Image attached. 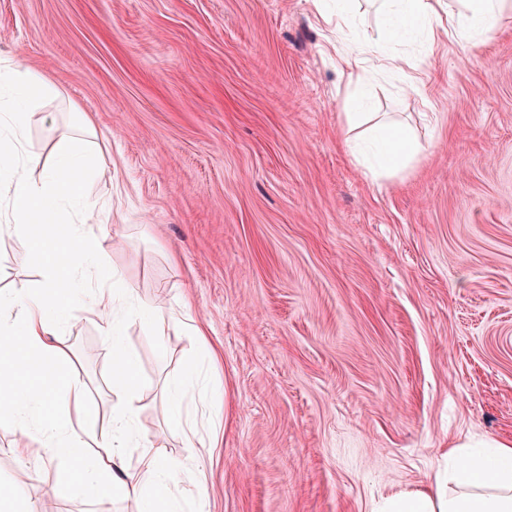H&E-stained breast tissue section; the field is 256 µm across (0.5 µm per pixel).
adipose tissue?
Returning <instances> with one entry per match:
<instances>
[{
  "mask_svg": "<svg viewBox=\"0 0 512 512\" xmlns=\"http://www.w3.org/2000/svg\"><path fill=\"white\" fill-rule=\"evenodd\" d=\"M381 10L388 20L398 15L419 20L432 45L444 36L474 45L512 24V0H465L460 10L448 0H382ZM394 35L393 28H385L342 57L348 85L362 87L375 75L398 70V59L388 49ZM47 88L46 79L22 60L0 67V185L6 190L0 200L6 208L0 236L25 239L46 260L44 280L36 289L0 293V417L10 418L44 459L68 464L74 495L102 502L121 497L133 501L136 512H182L169 495L173 465L154 461L147 489L124 468V451L137 442L134 401L140 388L115 305L124 302L148 322L154 309L122 298L109 286L101 287L91 304L75 288L76 274L102 258L96 239L82 226L95 209L84 194V181L98 154L81 138H64L55 144L56 161L40 180L25 174L28 114ZM345 146L374 180L396 176L420 162L425 151L411 132L381 122L373 125L370 139L355 137ZM88 311L99 316L112 339L111 434L102 440L85 406V382L69 371L65 348L49 341L58 324ZM460 451L457 445L449 449L447 469L436 472L426 487L392 492L371 512H512V444L484 440L462 467L455 463Z\"/></svg>",
  "mask_w": 512,
  "mask_h": 512,
  "instance_id": "ef3b65f1",
  "label": "adipose tissue"
}]
</instances>
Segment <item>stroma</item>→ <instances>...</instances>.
Listing matches in <instances>:
<instances>
[{
    "instance_id": "stroma-1",
    "label": "stroma",
    "mask_w": 512,
    "mask_h": 512,
    "mask_svg": "<svg viewBox=\"0 0 512 512\" xmlns=\"http://www.w3.org/2000/svg\"><path fill=\"white\" fill-rule=\"evenodd\" d=\"M317 0H0V63L21 58L55 95L33 110L27 176L61 138L98 153L84 191L106 254L81 287L120 271L155 304L121 314L137 361L140 447L176 468L184 512H370L427 485L450 443H512V27L475 46L396 55L417 92L376 78L371 111L415 132L416 169L378 181L344 152L350 91ZM43 262L0 238V290ZM89 410L106 420L112 342L97 319L63 323ZM217 387L171 430L166 386L188 362ZM0 481L37 512H133L67 490L64 464L11 453Z\"/></svg>"
}]
</instances>
